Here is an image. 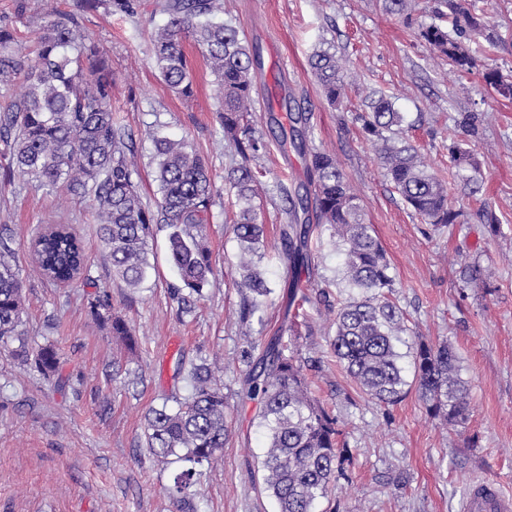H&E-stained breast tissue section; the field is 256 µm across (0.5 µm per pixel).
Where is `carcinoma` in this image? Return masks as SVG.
Instances as JSON below:
<instances>
[{"mask_svg": "<svg viewBox=\"0 0 512 512\" xmlns=\"http://www.w3.org/2000/svg\"><path fill=\"white\" fill-rule=\"evenodd\" d=\"M219 0H163L160 11L169 20L152 39V56L163 81L179 96L194 95L192 71L184 42L192 40L216 77L220 125L224 141L239 157L225 177L234 191L238 212L232 231L240 251L251 256L238 268L239 320L249 323L262 311L273 293L261 267L265 255L264 224L253 205L257 178L251 162L265 149L262 135L248 120L260 58L244 43L240 28L218 17ZM449 13L435 11L438 19H450L452 28L439 23L419 28V38L432 51L445 56L456 70L468 73L474 65L467 41L482 36L495 46L499 36L456 0H439ZM45 24L34 48L14 49L17 32L0 25V85L20 80L25 91L0 111V143L8 163L0 178L26 177L43 186L65 187L89 202L97 233L112 266V276L129 288H138L150 267L148 239L153 226L168 230V257L179 284L174 294L186 290L200 295L215 275L205 225L210 223L214 189L208 157L187 140H172L156 132L154 142L155 204L143 201L139 172L133 158L131 134L112 113V67L104 48L81 37L79 28L88 12L134 15L133 0H74V10L61 13L55 0H43ZM310 67L326 101L341 102L346 94L345 68L336 54L316 51ZM484 80L494 93L512 98V74L491 69ZM291 132L279 127L282 150L292 147L306 157V195L292 196L281 188L289 222L280 231V252L288 267V292L299 299L288 312L293 328L302 324L304 288L316 286L302 279L312 267L309 238L324 228L336 239L344 255L340 281L344 289L336 299V331L330 346L346 372L363 393L387 407L407 395L408 381L400 341L402 311L392 300L394 279L389 263L365 222L360 199L350 187L339 163L331 155L310 150L305 131L309 116H292ZM362 130L373 143H382L379 158L385 174L403 201L427 224H462L464 213L448 206V190L434 172L418 159L409 145H396L394 135L404 122L392 102L380 96L360 115ZM448 163L469 186L482 181L478 160L463 144L448 147ZM8 228L0 227V341L18 342L14 355L29 360L27 336L20 330L23 315V283L14 264ZM31 251L41 275L49 282L66 284L86 278L79 236L69 224H52L31 241ZM93 313L110 323L130 352L136 341L126 321L112 313L110 296L98 291L91 302ZM34 363L47 376L60 372V357L51 343L37 347ZM246 367L247 396L261 404L259 425L267 438L262 461L264 483L279 512H313L327 496L343 464L350 457L348 443L338 421L312 396L305 371L315 367L300 354H285L281 340L262 345L248 340L240 351ZM459 358L448 343L420 341L412 348L413 381L427 414L449 426H462L469 418L468 389L459 378ZM190 390L172 409L167 404L151 408L146 416V447L156 456L183 463L168 488L172 497L186 499L196 484L197 467L210 462L224 448L228 423L224 390L212 382L205 364L188 370Z\"/></svg>", "mask_w": 512, "mask_h": 512, "instance_id": "obj_1", "label": "carcinoma"}]
</instances>
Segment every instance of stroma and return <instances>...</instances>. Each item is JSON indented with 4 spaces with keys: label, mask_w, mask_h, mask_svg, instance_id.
Returning a JSON list of instances; mask_svg holds the SVG:
<instances>
[{
    "label": "stroma",
    "mask_w": 512,
    "mask_h": 512,
    "mask_svg": "<svg viewBox=\"0 0 512 512\" xmlns=\"http://www.w3.org/2000/svg\"><path fill=\"white\" fill-rule=\"evenodd\" d=\"M15 2L0 0V24L17 29L26 51L43 23L41 2L27 0L21 15ZM409 3L403 17L383 13L376 0H222L223 17L238 24L262 62L249 119L268 144L252 167L258 178L254 205L272 245L264 266L273 293L262 322L247 327L237 315V203L224 181L232 154L216 114L214 74L188 41L193 97H180L162 81L150 36L167 17L156 10V0H134L133 16L115 15L107 23L85 15L83 33L98 40L112 61V112L135 139L144 201L156 197L154 131L188 139L208 156L217 194L206 233L216 275L202 296L183 303L173 298L170 287L178 277L160 225L146 280L127 288L103 258L85 200L21 178L0 184V225L13 234L24 284L23 328L30 344H55L70 377L58 384L12 359L9 346L0 343V512H181L167 493L178 464L145 445L148 410L189 391L186 374L176 370L180 362L212 367L224 386L230 426L223 450L197 478L196 512H277L262 489L260 404L243 393L246 368L239 353L247 339L289 334L286 269L273 245L287 221L282 190L306 184L307 174L301 157L282 152L269 130L267 97L278 80L282 94L309 113L308 141L336 157L386 253L407 327L397 345L403 366L411 364L408 342L448 341L470 402L469 419L458 427L430 418L414 389L398 405L380 406L330 357L334 314L311 299L304 306L307 325L293 347L319 360V368L307 373L309 387L336 415L350 454L317 512H461L471 484L485 478L512 495V100L491 94L480 77L497 65L512 70V0H462L500 37L493 49L483 39L471 41L477 71L463 76L418 37L419 27L434 20L436 0ZM318 48L346 60L351 84L342 107L327 104L310 70L308 59ZM379 92L405 115V139L446 185L452 204L463 208L465 223L439 229L424 223L385 178L359 119ZM471 112L482 115L478 134L468 140L484 173L474 188L448 166V147ZM485 209L498 229L483 219ZM51 223L75 228L91 285H56L38 273L29 242ZM310 247L312 278L335 287L342 258L329 233H313ZM474 261L483 276L462 285L456 273ZM98 287L132 328L135 352L93 317L90 301Z\"/></svg>",
    "instance_id": "1"
}]
</instances>
